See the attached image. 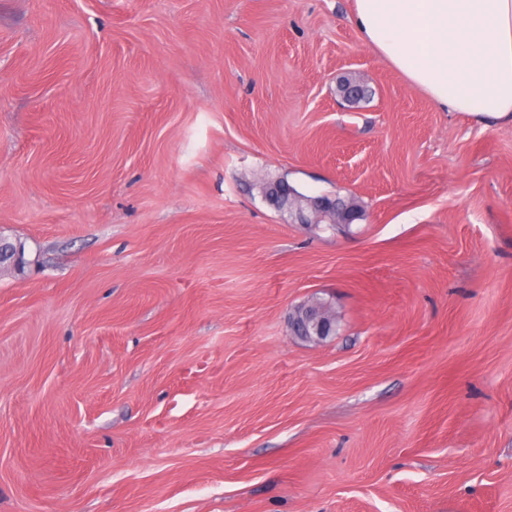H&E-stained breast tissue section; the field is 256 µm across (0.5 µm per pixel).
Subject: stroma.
I'll return each mask as SVG.
<instances>
[{
	"mask_svg": "<svg viewBox=\"0 0 512 512\" xmlns=\"http://www.w3.org/2000/svg\"><path fill=\"white\" fill-rule=\"evenodd\" d=\"M352 8L0 0V512H512V121ZM265 198L281 210H286L292 218V224H350L348 218L350 206L336 202L340 196L319 195L299 197L292 188L284 183H274Z\"/></svg>",
	"mask_w": 512,
	"mask_h": 512,
	"instance_id": "obj_1",
	"label": "stroma"
}]
</instances>
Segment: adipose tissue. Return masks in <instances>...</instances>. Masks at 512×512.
I'll use <instances>...</instances> for the list:
<instances>
[{
  "instance_id": "1",
  "label": "adipose tissue",
  "mask_w": 512,
  "mask_h": 512,
  "mask_svg": "<svg viewBox=\"0 0 512 512\" xmlns=\"http://www.w3.org/2000/svg\"><path fill=\"white\" fill-rule=\"evenodd\" d=\"M351 22L436 105L512 121V0H354Z\"/></svg>"
}]
</instances>
